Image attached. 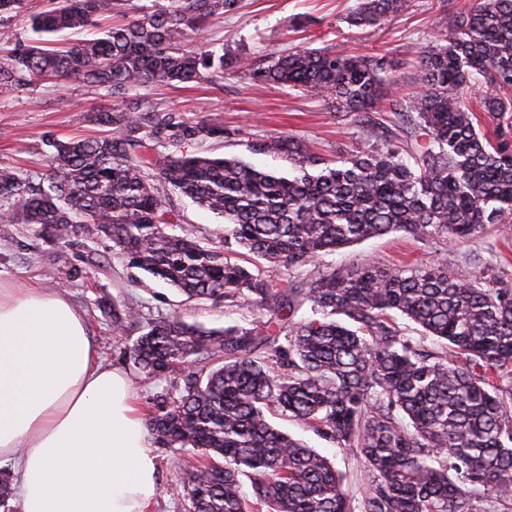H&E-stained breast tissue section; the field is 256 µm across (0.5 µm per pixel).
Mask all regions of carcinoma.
<instances>
[{
	"instance_id": "obj_1",
	"label": "carcinoma",
	"mask_w": 512,
	"mask_h": 512,
	"mask_svg": "<svg viewBox=\"0 0 512 512\" xmlns=\"http://www.w3.org/2000/svg\"><path fill=\"white\" fill-rule=\"evenodd\" d=\"M407 0H358L347 17L380 26ZM440 43L420 55L418 91L385 90V56L336 47L272 52L259 64L200 43L190 33L233 13L239 0L171 4L99 36L55 45L112 12V0H56L31 17L36 38L0 59V87L19 90L47 77L107 89L121 105L94 121L100 137L47 140L48 186L0 167V235L33 224L52 243L78 232L112 241L131 267L188 301L222 299L253 307L262 326L205 329L177 313L143 326L127 349L150 378L179 385L146 417L161 448L200 460L179 473L189 512H501L512 505V277L492 261L477 273L429 260L408 269L372 262L291 275L323 254L404 231L421 240H465L488 226L512 229V0H443ZM230 67L255 81L328 98L369 122L388 103L411 116L405 156L394 148L338 150L327 160L288 135L254 150L288 163L257 168L235 157L181 147L224 138L214 121L188 122L175 108L125 100L132 83L215 81ZM494 87L481 101L497 120L491 140L478 129L469 89ZM174 151L158 159L151 141ZM224 219V240L254 258L240 264L200 242L181 223L166 191ZM309 304L312 316L296 319ZM113 332L139 324L130 305L105 297ZM399 315L428 338L407 335ZM312 427L352 454L365 478L352 506L328 458L281 432L267 412ZM249 494L242 491L243 479Z\"/></svg>"
}]
</instances>
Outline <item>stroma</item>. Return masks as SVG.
I'll return each instance as SVG.
<instances>
[{
    "label": "stroma",
    "instance_id": "35a3bbf8",
    "mask_svg": "<svg viewBox=\"0 0 512 512\" xmlns=\"http://www.w3.org/2000/svg\"><path fill=\"white\" fill-rule=\"evenodd\" d=\"M168 0H118L111 16L81 33L65 35L64 43L97 36L101 30L122 24L152 11ZM357 0H240L236 12L210 21L202 32L216 51L261 60L270 52L286 53L304 44L321 47L335 44L350 53H375L388 58L392 81L390 93L404 96L416 89L418 57L425 47L435 45L444 30L445 12L439 0H408L407 9L397 18L377 27L356 28L346 22ZM131 98L146 106L178 109L193 122L217 119L224 127V138L207 143L217 155L235 157L265 169H284L286 163L274 155L253 152L255 143L293 136L334 158L338 149L363 150L386 143L402 146L405 133L397 116L377 112L372 122L336 110L331 101L305 91L253 81L241 73H226L223 80L145 86L131 84ZM104 89L79 79L66 83L43 81L24 90L0 88V167L15 169L21 176L39 177L45 171L47 148L44 141L53 136L96 137L102 126L93 122L96 111L115 106ZM183 221L192 225L202 244L224 243V221L189 199L173 195ZM426 259L447 261L450 270L461 274L477 271L480 263L495 260L512 273V233L488 228L478 238L453 242L421 240L402 231L374 237L338 249L307 267V274L330 266H353L370 260L390 268H407ZM101 267L87 274L90 261ZM0 278L21 286L59 290L84 313L93 339L105 363L125 370L141 409H148L171 390L172 378L150 379L142 375L125 351L135 333L116 336L112 317L98 307L100 297L138 309L144 321L180 313L184 319L206 328L231 325L249 327L260 318L258 311L228 307L223 301L189 302L168 284L149 279L139 270L127 267L105 238L79 233L70 244L45 242L35 227L20 224L11 236H0ZM271 421L279 430L300 439L326 456L343 475L352 498H359L364 476L356 460L319 435L313 428L280 414ZM159 493L148 512H186L187 500L178 480V461L186 452L157 448Z\"/></svg>",
    "mask_w": 512,
    "mask_h": 512
}]
</instances>
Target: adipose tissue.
Returning <instances> with one entry per match:
<instances>
[{"label": "adipose tissue", "mask_w": 512, "mask_h": 512, "mask_svg": "<svg viewBox=\"0 0 512 512\" xmlns=\"http://www.w3.org/2000/svg\"><path fill=\"white\" fill-rule=\"evenodd\" d=\"M0 458L21 512H146L157 456L127 373L58 291L0 281Z\"/></svg>", "instance_id": "adipose-tissue-1"}]
</instances>
